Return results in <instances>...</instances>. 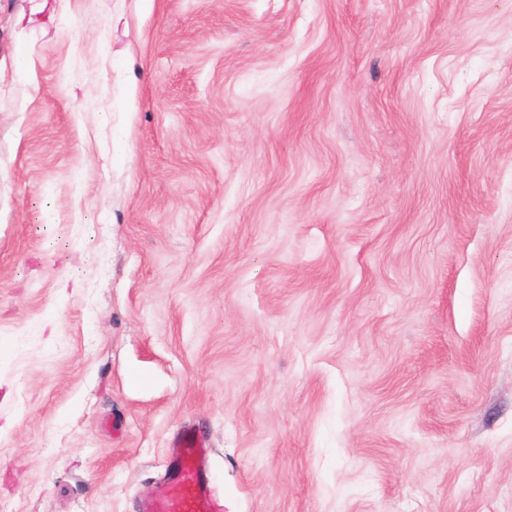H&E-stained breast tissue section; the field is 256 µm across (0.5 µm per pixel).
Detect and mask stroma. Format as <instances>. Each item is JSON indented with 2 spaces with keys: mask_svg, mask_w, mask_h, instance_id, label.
I'll return each instance as SVG.
<instances>
[{
  "mask_svg": "<svg viewBox=\"0 0 512 512\" xmlns=\"http://www.w3.org/2000/svg\"><path fill=\"white\" fill-rule=\"evenodd\" d=\"M512 512V0H0V504ZM197 450L195 433L187 431L175 448L172 476L157 483L154 493L140 502L139 512H218L209 477L196 461Z\"/></svg>",
  "mask_w": 512,
  "mask_h": 512,
  "instance_id": "1",
  "label": "stroma"
}]
</instances>
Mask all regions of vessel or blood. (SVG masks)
Segmentation results:
<instances>
[{"mask_svg":"<svg viewBox=\"0 0 512 512\" xmlns=\"http://www.w3.org/2000/svg\"><path fill=\"white\" fill-rule=\"evenodd\" d=\"M196 453V435L186 432L174 451L172 476L157 483L154 493L141 501L139 512H218L209 477L198 465Z\"/></svg>","mask_w":512,"mask_h":512,"instance_id":"obj_1","label":"vessel or blood"}]
</instances>
